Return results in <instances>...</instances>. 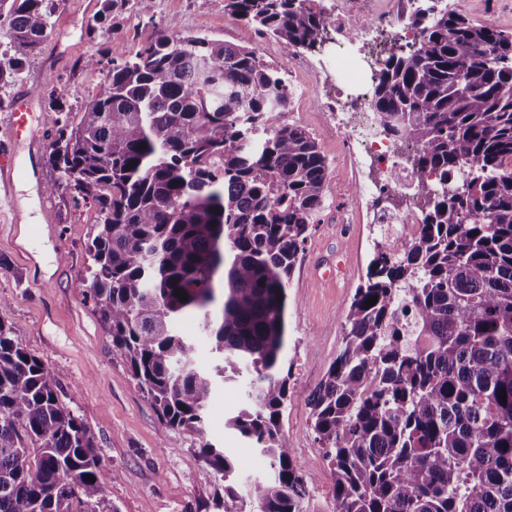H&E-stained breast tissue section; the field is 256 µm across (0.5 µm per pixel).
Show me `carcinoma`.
I'll list each match as a JSON object with an SVG mask.
<instances>
[{
	"label": "carcinoma",
	"mask_w": 512,
	"mask_h": 512,
	"mask_svg": "<svg viewBox=\"0 0 512 512\" xmlns=\"http://www.w3.org/2000/svg\"><path fill=\"white\" fill-rule=\"evenodd\" d=\"M315 0H224L279 41L284 58L324 43ZM46 0H0L17 56L41 51ZM420 40L373 62L376 129L413 148L421 222L397 256L378 246L344 316L336 360L312 396L313 432L336 512H512V34L455 10L413 15ZM79 118L59 114L48 163L97 213L92 297L132 380L161 422L224 476L222 512H301L281 434L288 282L322 208L328 164L283 120L292 91L253 48L159 32L115 57ZM188 296L181 301L176 291ZM378 297L375 305L366 301ZM197 315L218 362L175 331ZM248 402L227 427L274 475L238 491L237 465L203 432L207 403L241 369ZM53 371L0 319V512H114L110 473Z\"/></svg>",
	"instance_id": "carcinoma-1"
}]
</instances>
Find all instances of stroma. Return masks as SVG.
<instances>
[{
  "instance_id": "1",
  "label": "stroma",
  "mask_w": 512,
  "mask_h": 512,
  "mask_svg": "<svg viewBox=\"0 0 512 512\" xmlns=\"http://www.w3.org/2000/svg\"><path fill=\"white\" fill-rule=\"evenodd\" d=\"M456 11L481 23L494 21L512 32V0H454ZM112 20L89 34L98 13ZM205 36L254 47L263 39V58L282 68L293 96L284 119L310 132L329 163L324 204L299 255L288 290L287 346L292 364L290 400L282 433L301 477L302 512H335L334 482L311 428L310 397L336 358L342 322L362 282L376 245H389L393 224H363L352 210L351 189L363 176L347 155L331 108L338 92L324 87L317 72L284 60L273 38L225 15L224 0H155L145 17L138 0H54L42 50L27 59L10 85L0 86V155L15 154L30 174L16 185L12 200L0 199V296L8 298L0 318L16 341L58 376L62 399L93 434L111 473L107 498L115 512H218L224 479L198 453L185 432L166 428L135 386L128 366L113 355L92 298L76 284L87 275L88 246L95 231L94 208L74 200L71 191L46 192L58 173L46 162L56 115L46 94L50 80L69 90L71 112L85 111L105 86L106 69L85 67L89 54L102 49L134 51L157 32ZM35 95L28 126L42 148L32 153L30 137L11 143L4 131L20 92ZM52 213L51 232L40 231ZM249 377L218 387L209 400L204 433L238 466L239 486L266 478L268 459L253 444L227 429V418L247 399Z\"/></svg>"
}]
</instances>
